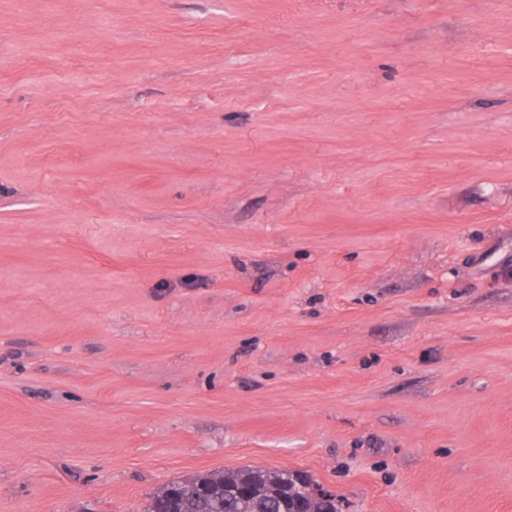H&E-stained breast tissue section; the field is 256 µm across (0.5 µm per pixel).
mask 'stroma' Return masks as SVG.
<instances>
[{
  "label": "stroma",
  "mask_w": 512,
  "mask_h": 512,
  "mask_svg": "<svg viewBox=\"0 0 512 512\" xmlns=\"http://www.w3.org/2000/svg\"><path fill=\"white\" fill-rule=\"evenodd\" d=\"M0 61V512H512V0H0ZM305 472L243 468L172 481L151 497L145 512H294Z\"/></svg>",
  "instance_id": "35a3bbf8"
}]
</instances>
